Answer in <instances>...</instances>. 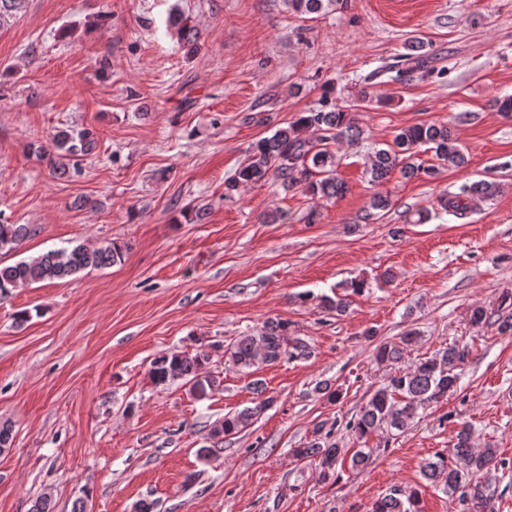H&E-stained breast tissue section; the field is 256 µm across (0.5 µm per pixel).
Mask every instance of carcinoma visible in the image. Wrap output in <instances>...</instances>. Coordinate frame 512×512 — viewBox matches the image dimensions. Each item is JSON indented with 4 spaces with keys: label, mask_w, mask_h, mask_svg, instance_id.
Wrapping results in <instances>:
<instances>
[{
    "label": "carcinoma",
    "mask_w": 512,
    "mask_h": 512,
    "mask_svg": "<svg viewBox=\"0 0 512 512\" xmlns=\"http://www.w3.org/2000/svg\"><path fill=\"white\" fill-rule=\"evenodd\" d=\"M338 3L339 0H290L292 9L300 13H318ZM169 25L181 42H195L197 33L181 15L170 17ZM422 48L423 44L419 42L408 44L407 53L401 55L403 68L395 71L386 65L381 66L372 71L367 79L387 75L392 81H401L414 71L433 72L428 67L429 57L422 53ZM361 134L356 113L324 99L319 106L300 113L287 127L258 140L252 146L250 163L236 177L225 182L224 197L232 196L240 184L261 182L270 173L288 189L300 188L326 200L341 197L347 193L348 187L337 176V146L345 140L356 141ZM422 146L452 168H463L468 163L455 131L448 125L416 124L400 129L393 136L392 145L373 152L367 169L370 181L380 185L395 170L407 178L433 176L435 168L419 162L418 153ZM96 148L94 132L82 128L59 131L52 139L50 151L42 145L34 146L32 150L39 157L48 159L53 174L64 176L70 173L71 163L93 154ZM496 190L497 184L487 180L465 183L458 191L446 194L440 204L448 215L461 219L468 212L469 200L492 196ZM34 234L35 227L10 224L0 217V251H10ZM122 257L123 249L115 242L95 248L78 244L72 248L52 250L0 267V291L5 292L10 286L16 288L39 281L72 277L86 269L107 268ZM414 340L415 337L409 333L398 342L379 344L374 350L375 361L379 364L400 362ZM306 351L305 342L291 337L290 323L276 320L268 322L256 336L240 337L225 353L228 363L243 371L284 358L298 357ZM469 353L468 346L454 344L392 377L387 385L371 394L359 416L348 421L345 428L361 438L376 431L393 436L406 431L419 409L457 392L460 370L468 360ZM208 361L209 354L203 349L193 354L172 352L155 358L150 374L157 384L183 380L191 385V389L202 394L205 386L199 379V372ZM269 403L270 400L265 399L254 408L224 415V420L215 424L212 433L232 435L243 431ZM333 433L334 429L327 430L325 425L320 424L302 447L292 449V455L297 460L315 465L319 478L324 482L340 478L336 465L343 448L332 439ZM456 439L453 457L435 455V460L422 467V477L428 481L443 480L448 494L457 496L461 512H494L491 499L479 488L477 476L492 466L507 468L509 463L497 459L494 448H473L468 426L458 431ZM374 512H422L418 492L393 487L375 503Z\"/></svg>",
    "instance_id": "carcinoma-1"
}]
</instances>
